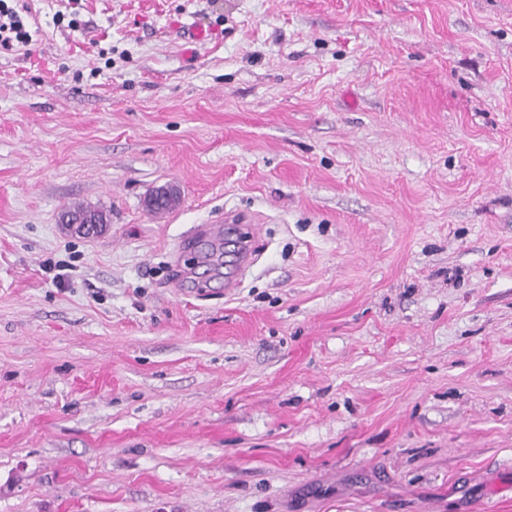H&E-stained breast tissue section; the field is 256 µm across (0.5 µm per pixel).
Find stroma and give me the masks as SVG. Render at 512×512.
<instances>
[{
    "label": "stroma",
    "mask_w": 512,
    "mask_h": 512,
    "mask_svg": "<svg viewBox=\"0 0 512 512\" xmlns=\"http://www.w3.org/2000/svg\"><path fill=\"white\" fill-rule=\"evenodd\" d=\"M27 2L0 512H512V0ZM217 224H201L196 227L192 235L186 240L187 245L196 251V243L199 241L213 240L222 237L224 230V237L228 234V227L223 226L222 220H216Z\"/></svg>",
    "instance_id": "obj_1"
}]
</instances>
